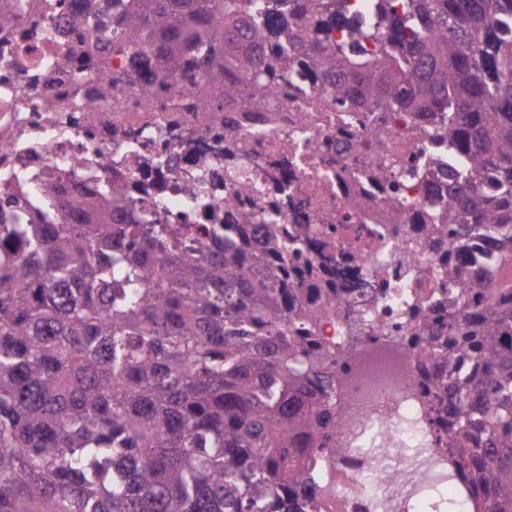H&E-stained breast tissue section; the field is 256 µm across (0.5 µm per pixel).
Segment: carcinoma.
Here are the masks:
<instances>
[{
    "label": "carcinoma",
    "instance_id": "obj_1",
    "mask_svg": "<svg viewBox=\"0 0 512 512\" xmlns=\"http://www.w3.org/2000/svg\"><path fill=\"white\" fill-rule=\"evenodd\" d=\"M300 17L259 32L224 0H131L125 37L151 29L166 65L224 36V70L202 79L265 103L255 89L288 57L258 51L284 36L341 104L448 113L449 231L494 230L492 265L448 266L458 314L448 338L416 343L448 372L454 428L440 439L482 496L474 512H512V0L372 3L298 0ZM346 31L337 42L321 34ZM374 45L361 57L363 43ZM47 216L0 223V512H310L308 460L332 415L307 392L336 388V354L321 345L318 311L288 315L298 277L288 226L257 224L266 246L239 242L243 224H158L129 212L121 183L90 199L47 184ZM77 214L57 224L55 214ZM213 243L202 246L200 239ZM487 296L477 318L461 305Z\"/></svg>",
    "mask_w": 512,
    "mask_h": 512
}]
</instances>
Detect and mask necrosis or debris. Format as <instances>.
Instances as JSON below:
<instances>
[{
	"label": "necrosis or debris",
	"instance_id": "necrosis-or-debris-1",
	"mask_svg": "<svg viewBox=\"0 0 512 512\" xmlns=\"http://www.w3.org/2000/svg\"><path fill=\"white\" fill-rule=\"evenodd\" d=\"M115 0H0V200L38 222V174L88 198L121 180L168 224H288L336 285L314 303L336 347V450L316 464L314 512H472L475 488L438 444L448 397L413 342L447 329V262L474 241L440 238L448 220V145L440 112L343 108L292 57L270 102L253 107L204 70L201 51L169 73L152 46L125 43ZM85 21L73 23V13ZM111 95H104L103 84Z\"/></svg>",
	"mask_w": 512,
	"mask_h": 512
}]
</instances>
